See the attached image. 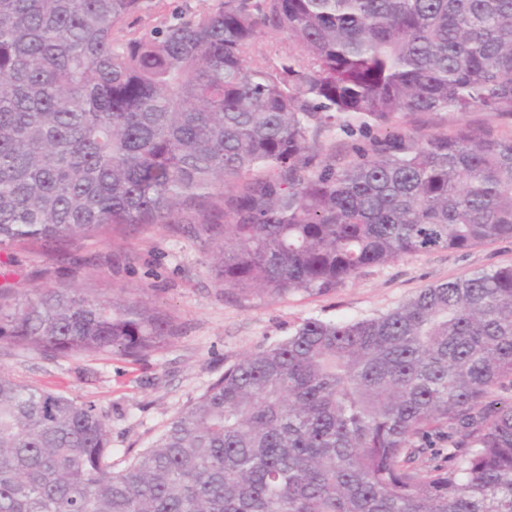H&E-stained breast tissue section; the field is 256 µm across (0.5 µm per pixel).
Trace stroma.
Wrapping results in <instances>:
<instances>
[{
  "instance_id": "35a3bbf8",
  "label": "stroma",
  "mask_w": 512,
  "mask_h": 512,
  "mask_svg": "<svg viewBox=\"0 0 512 512\" xmlns=\"http://www.w3.org/2000/svg\"><path fill=\"white\" fill-rule=\"evenodd\" d=\"M213 0H147L126 26L114 28L120 41L148 32L177 11H202ZM453 132L493 130L512 134V120L473 110L408 118L407 129ZM211 255L191 229L132 228L107 241L69 246L67 254L37 241L0 250V269L15 289L73 284L91 295L115 289L143 293L151 306L169 314L176 336L161 348L133 359L98 353L69 358L44 356L0 342V372L26 385L50 390L106 415L113 462L144 451L224 371L244 355L289 336L309 317L354 320L389 311L430 284L482 269L512 265V239L465 251L438 249L367 269L328 292L281 296L244 294L224 287L210 269Z\"/></svg>"
}]
</instances>
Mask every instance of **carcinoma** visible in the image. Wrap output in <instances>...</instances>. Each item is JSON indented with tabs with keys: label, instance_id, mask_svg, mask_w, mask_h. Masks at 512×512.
Segmentation results:
<instances>
[{
	"label": "carcinoma",
	"instance_id": "cac0c4a2",
	"mask_svg": "<svg viewBox=\"0 0 512 512\" xmlns=\"http://www.w3.org/2000/svg\"><path fill=\"white\" fill-rule=\"evenodd\" d=\"M146 0H0V248L182 224L227 288L323 293L405 255L512 239V0H217L123 42ZM296 52L253 59L259 37ZM339 125L353 155L319 143ZM0 341L140 357L124 293L16 291ZM0 512H512V266L241 358L116 470L106 416L0 372ZM403 121L407 122L405 127L409 130L426 126L428 131H448V133L458 129L466 131L491 129L503 136L512 133L511 119L499 118L489 112L479 110L448 115H419Z\"/></svg>",
	"mask_w": 512,
	"mask_h": 512
}]
</instances>
